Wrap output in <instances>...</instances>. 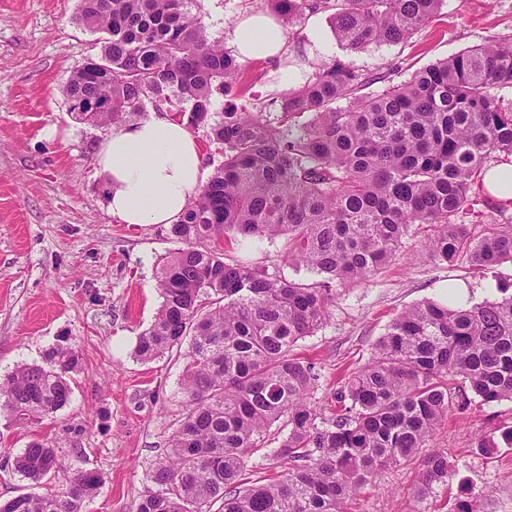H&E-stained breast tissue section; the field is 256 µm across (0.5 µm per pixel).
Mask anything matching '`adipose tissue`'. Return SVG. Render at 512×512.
Listing matches in <instances>:
<instances>
[{"mask_svg": "<svg viewBox=\"0 0 512 512\" xmlns=\"http://www.w3.org/2000/svg\"><path fill=\"white\" fill-rule=\"evenodd\" d=\"M240 61L267 60L286 45V33L262 12L240 16L232 30ZM107 209L122 224L178 223L204 184L200 143L185 124L154 115L113 125L96 154Z\"/></svg>", "mask_w": 512, "mask_h": 512, "instance_id": "ef3b65f1", "label": "adipose tissue"}]
</instances>
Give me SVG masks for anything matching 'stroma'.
Masks as SVG:
<instances>
[{
	"label": "stroma",
	"mask_w": 512,
	"mask_h": 512,
	"mask_svg": "<svg viewBox=\"0 0 512 512\" xmlns=\"http://www.w3.org/2000/svg\"><path fill=\"white\" fill-rule=\"evenodd\" d=\"M79 0H0V378L24 363L42 362L67 344L81 366L68 404L37 424L0 415V500L30 492L14 474L16 454L35 440L55 448L62 464L50 482L64 491L75 470L97 471L101 486L86 512H136L184 413L186 359L171 351L144 363L137 339L161 305L157 271L179 249L169 225L119 223L107 212L104 178L95 152L108 133L70 112L64 89L72 73L101 52L100 34L77 20ZM271 13L269 0H202L210 37H230L245 12ZM333 31L331 12L304 13L286 32L280 57L241 64L214 112L258 107L280 116L283 72L311 77L314 63L340 61L379 94L436 61L492 39L512 41V0H444L431 19L397 44L354 51L330 39L325 52L307 51L315 31ZM433 233L416 226L397 257L369 281L333 284L329 317L293 352L319 374L313 400L328 405L351 372L365 364L378 339L406 308L440 297L443 285L468 289L477 304L512 293V262L476 272L464 260L434 259L425 249ZM285 241L225 242L224 259L288 279L315 282L284 258ZM512 425V402L450 412L426 452L447 456L455 476L437 487L427 512H451L467 489L480 491L479 512H512V448L484 453L483 438ZM285 436L271 427L252 449L246 480L278 479L288 471L276 451ZM420 460L383 470L350 499L346 512H413Z\"/></svg>",
	"instance_id": "1"
}]
</instances>
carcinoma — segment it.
<instances>
[{
	"instance_id": "obj_1",
	"label": "carcinoma",
	"mask_w": 512,
	"mask_h": 512,
	"mask_svg": "<svg viewBox=\"0 0 512 512\" xmlns=\"http://www.w3.org/2000/svg\"><path fill=\"white\" fill-rule=\"evenodd\" d=\"M285 28L310 11H333L338 42L352 50L408 38L443 0H271ZM200 0H79L77 20L106 34L101 56L66 86L69 111L120 124L145 102L207 126L224 146L200 194L171 233L184 244L160 266L163 302L135 355L151 361L189 341L185 414L150 472L136 512H344L386 467L424 447L452 411L512 402V296L461 306L425 301L402 311L368 362L345 378L334 407L312 402L318 374L292 354L325 322L331 296L305 284L224 262L216 242L284 237L288 265L339 284L367 281L397 255L415 224L426 247L475 270L512 261V225L475 238L459 222L473 206L485 163L512 156V41L491 40L416 72L380 94L359 95L361 76L335 60L281 100L283 131L262 112L224 111L211 122L240 64L202 26ZM346 100L344 108L336 103ZM79 354L52 349L0 380V412L21 423L54 416L69 401ZM288 473L241 487L249 451L276 423ZM60 462L34 441L14 458L42 484ZM452 480L448 458L428 456L412 497L422 504ZM100 475L76 471L66 491L22 493L0 512H83Z\"/></svg>"
}]
</instances>
